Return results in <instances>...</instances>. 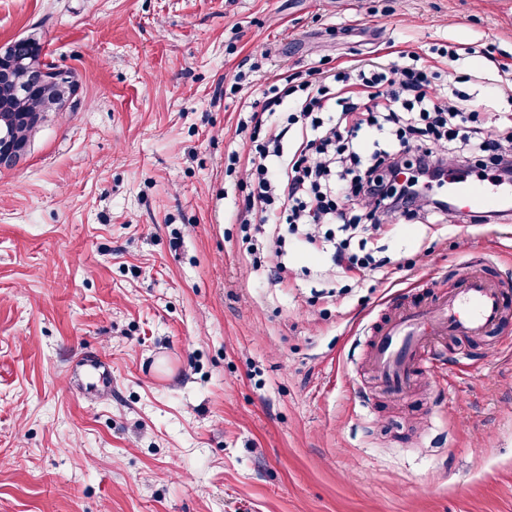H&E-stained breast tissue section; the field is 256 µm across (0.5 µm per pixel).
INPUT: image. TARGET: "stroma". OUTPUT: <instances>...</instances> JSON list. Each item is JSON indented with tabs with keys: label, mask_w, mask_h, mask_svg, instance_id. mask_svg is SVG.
<instances>
[{
	"label": "stroma",
	"mask_w": 512,
	"mask_h": 512,
	"mask_svg": "<svg viewBox=\"0 0 512 512\" xmlns=\"http://www.w3.org/2000/svg\"><path fill=\"white\" fill-rule=\"evenodd\" d=\"M387 4L0 0V46L38 37L80 85L0 169V512H512V320L402 399L366 365L369 328L469 255L512 290V218L387 225L383 280L297 236L250 252L236 219L269 73L448 44L479 102L482 48L512 54V0Z\"/></svg>",
	"instance_id": "obj_1"
}]
</instances>
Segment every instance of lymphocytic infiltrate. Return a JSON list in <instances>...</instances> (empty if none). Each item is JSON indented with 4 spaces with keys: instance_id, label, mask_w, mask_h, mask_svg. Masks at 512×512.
Returning a JSON list of instances; mask_svg holds the SVG:
<instances>
[{
    "instance_id": "f902f5d3",
    "label": "lymphocytic infiltrate",
    "mask_w": 512,
    "mask_h": 512,
    "mask_svg": "<svg viewBox=\"0 0 512 512\" xmlns=\"http://www.w3.org/2000/svg\"><path fill=\"white\" fill-rule=\"evenodd\" d=\"M391 109H380L381 101ZM237 130L254 144L246 175L250 190L238 206L240 223L262 231L304 230L309 243L332 251L337 269L372 276L389 265L373 252H350L353 238L400 220H442L447 201L433 197L460 156L478 158L496 177L512 173V130L483 133L476 109L453 87L436 85L413 51L381 65L348 64L330 75L269 76L262 102L244 100ZM290 111L301 141L283 143Z\"/></svg>"
}]
</instances>
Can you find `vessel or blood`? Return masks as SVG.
Listing matches in <instances>:
<instances>
[{
  "mask_svg": "<svg viewBox=\"0 0 512 512\" xmlns=\"http://www.w3.org/2000/svg\"><path fill=\"white\" fill-rule=\"evenodd\" d=\"M448 185L466 214L512 203V198L486 191L458 174L449 175ZM511 319L512 290L503 288L482 265L469 264L448 293L397 307L371 328L369 368L384 393L406 397L449 337L486 336Z\"/></svg>",
  "mask_w": 512,
  "mask_h": 512,
  "instance_id": "1",
  "label": "vessel or blood"
}]
</instances>
